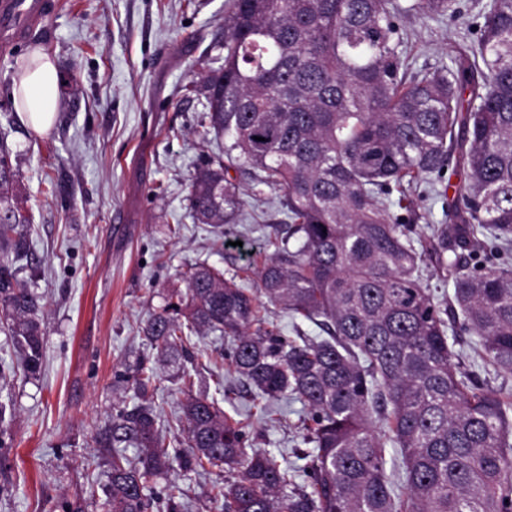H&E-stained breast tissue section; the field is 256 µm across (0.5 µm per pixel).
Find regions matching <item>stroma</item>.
Instances as JSON below:
<instances>
[{"label":"stroma","mask_w":512,"mask_h":512,"mask_svg":"<svg viewBox=\"0 0 512 512\" xmlns=\"http://www.w3.org/2000/svg\"><path fill=\"white\" fill-rule=\"evenodd\" d=\"M22 42L0 46V88L13 85L34 48L54 57L60 104L52 127L34 132L0 101L31 250L19 274L43 294L45 362L26 377L0 332V512H104L108 453L96 439L115 404L133 406L131 369L153 360L162 420L194 393L245 420L248 447L295 463L306 408L266 403L232 370L217 333L193 337L194 358L159 361L142 328L164 295L186 288L197 264L234 275L259 263L267 227L280 223V193L263 188L238 223L216 233L194 223L189 184L217 157L200 140L204 99L187 94L204 51L224 40L226 0H54ZM410 72L449 65L464 31L448 20H402ZM224 474L177 476L189 512H220Z\"/></svg>","instance_id":"obj_1"}]
</instances>
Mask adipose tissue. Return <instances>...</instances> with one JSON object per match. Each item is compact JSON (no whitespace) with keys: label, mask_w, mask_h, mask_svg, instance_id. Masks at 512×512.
<instances>
[{"label":"adipose tissue","mask_w":512,"mask_h":512,"mask_svg":"<svg viewBox=\"0 0 512 512\" xmlns=\"http://www.w3.org/2000/svg\"><path fill=\"white\" fill-rule=\"evenodd\" d=\"M60 75L55 61L43 50H34L14 86V102L25 123L37 133L53 124L59 107Z\"/></svg>","instance_id":"ef3b65f1"}]
</instances>
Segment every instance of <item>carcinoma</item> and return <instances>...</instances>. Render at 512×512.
I'll list each match as a JSON object with an SVG mask.
<instances>
[{
	"instance_id": "carcinoma-1",
	"label": "carcinoma",
	"mask_w": 512,
	"mask_h": 512,
	"mask_svg": "<svg viewBox=\"0 0 512 512\" xmlns=\"http://www.w3.org/2000/svg\"><path fill=\"white\" fill-rule=\"evenodd\" d=\"M462 19L460 0H228L224 42L206 56L199 135L224 156L190 183L191 217L216 232L239 220L234 170L281 191L285 235L256 269L264 303L325 337L290 340L268 327L236 277L199 265L142 332L162 356L203 330L230 339L234 372L262 397L302 402L295 473L247 450L243 422L192 393L176 422L183 450L159 432L156 376L136 368L134 407L112 414L107 512H147L171 470H222L221 512H512V402L476 384L456 350L477 337L484 367L512 375V0H489L466 23L448 67L408 73L401 21ZM466 178L448 223L427 235L412 194L440 183L453 156ZM11 151L0 136V331L20 367L40 375L42 297L18 282L29 218L12 202ZM398 194V201L392 200ZM406 210L403 217L393 204ZM452 284L434 298L424 272ZM137 448L135 459L126 455ZM398 457L387 458V448ZM184 491L164 489L163 512Z\"/></svg>"
}]
</instances>
